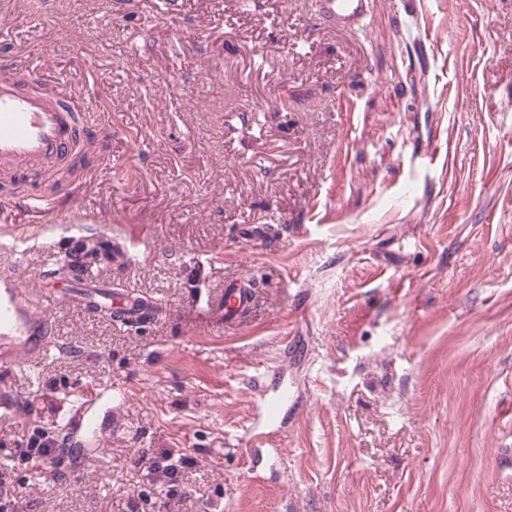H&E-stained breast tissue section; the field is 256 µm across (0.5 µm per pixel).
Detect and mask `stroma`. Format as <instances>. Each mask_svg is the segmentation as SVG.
<instances>
[{"label":"stroma","instance_id":"stroma-1","mask_svg":"<svg viewBox=\"0 0 512 512\" xmlns=\"http://www.w3.org/2000/svg\"><path fill=\"white\" fill-rule=\"evenodd\" d=\"M310 2L0 7V57L78 90L96 71L107 98L54 217L24 208L33 175L0 210L25 286L81 236L133 240L91 279L164 308L126 328L56 307L50 356L0 379V467L36 430L66 457L25 512H512V0H372L358 35ZM244 267L258 301L218 328L209 304ZM265 375L296 400L260 440ZM79 390L99 440L65 429ZM248 448L274 470H246ZM169 454L192 460L174 487L144 480L139 461Z\"/></svg>","mask_w":512,"mask_h":512}]
</instances>
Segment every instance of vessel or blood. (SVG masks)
<instances>
[{
  "label": "vessel or blood",
  "instance_id": "obj_1",
  "mask_svg": "<svg viewBox=\"0 0 512 512\" xmlns=\"http://www.w3.org/2000/svg\"><path fill=\"white\" fill-rule=\"evenodd\" d=\"M315 15L329 28L359 33L369 0H314ZM94 92H76L62 74L45 73L21 61L0 72V169L31 173L48 172L82 136L80 116L95 100ZM20 260L0 262V370L20 363L46 359L54 345L52 309L73 300H106L112 309H130L133 300L115 291L108 297L98 292L24 287ZM254 302L249 280L237 277L224 283L218 323L236 327Z\"/></svg>",
  "mask_w": 512,
  "mask_h": 512
}]
</instances>
